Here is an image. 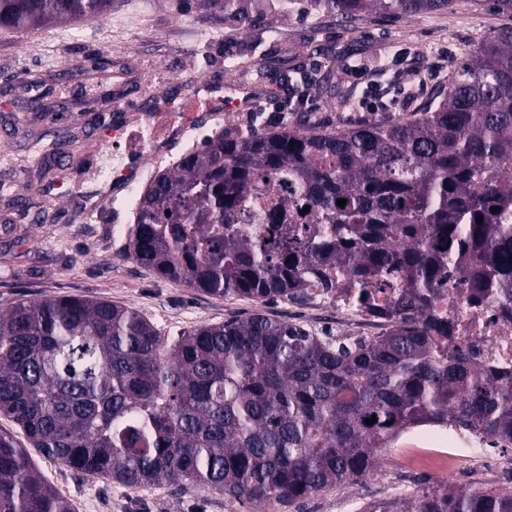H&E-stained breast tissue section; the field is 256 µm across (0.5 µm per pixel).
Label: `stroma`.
Masks as SVG:
<instances>
[{
    "mask_svg": "<svg viewBox=\"0 0 512 512\" xmlns=\"http://www.w3.org/2000/svg\"><path fill=\"white\" fill-rule=\"evenodd\" d=\"M197 0H112L102 18L52 25L39 32L0 31V309L18 300L79 295L134 307L163 336L176 337L207 323L254 313L305 323L300 303L281 299L256 304L238 297L213 298L166 281L123 257L130 228L126 210H105L97 224L77 221L80 200L51 198L55 222H42L30 203L39 151L34 140L59 131L84 138L86 147L70 169L72 182L90 179L101 152L133 144L131 108L145 96L190 94L196 80L261 84L271 98L285 97L288 81L309 66L316 76L309 101L292 112L256 118L245 110L233 131H276L299 123L330 130L361 122L390 121L417 111L447 90L456 63L512 16L487 0H459L450 11L412 18L370 16L344 25L335 15L311 10L308 0H278L250 31L223 11L198 18ZM410 54L407 70L392 66L395 51ZM367 64L386 96L398 105L365 112V90L347 76L345 64ZM37 85L46 115L23 108L29 85ZM373 470L360 481L335 487L282 512H367L370 505L405 499L432 484L425 473L397 469V448L377 453ZM40 472L76 512H247L223 495L161 483L124 490L107 479L74 473L34 454Z\"/></svg>",
    "mask_w": 512,
    "mask_h": 512,
    "instance_id": "stroma-1",
    "label": "stroma"
}]
</instances>
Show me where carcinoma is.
<instances>
[{
	"mask_svg": "<svg viewBox=\"0 0 512 512\" xmlns=\"http://www.w3.org/2000/svg\"><path fill=\"white\" fill-rule=\"evenodd\" d=\"M344 22L413 17L453 0H310ZM247 31L261 15L225 0ZM112 0H0V28L98 19ZM288 185L314 222L237 226L266 202L256 177ZM344 199L346 204L337 205ZM483 223H477V217ZM512 26L457 66L448 94L412 116L323 132L215 133L158 173L127 255L209 296L302 300L312 283L400 288L371 339L316 333L254 313L174 341L138 310L84 296L0 311V512H74L28 447L126 489L199 486L273 512L371 470L407 429L446 423L512 448V372L451 344L432 314L450 271L512 303ZM376 417L369 425L365 420ZM369 512H512V492L438 484Z\"/></svg>",
	"mask_w": 512,
	"mask_h": 512,
	"instance_id": "carcinoma-1",
	"label": "carcinoma"
}]
</instances>
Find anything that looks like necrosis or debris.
I'll return each mask as SVG.
<instances>
[{"label": "necrosis or debris", "instance_id": "1", "mask_svg": "<svg viewBox=\"0 0 512 512\" xmlns=\"http://www.w3.org/2000/svg\"><path fill=\"white\" fill-rule=\"evenodd\" d=\"M191 121H171L162 135L143 139L136 154L121 155L101 166L92 184L68 185V193L78 195L86 219L98 217L106 204L123 208L135 205L156 177L160 164L170 152L172 141L193 139ZM313 300L310 318H318L323 304L336 310L337 335L370 337L383 331L380 313L398 297L394 288H373L368 292L366 309L355 307L351 291L336 288L330 293L310 287ZM433 313L450 320L453 346L472 362L489 369L512 371V303L492 292L477 293L470 280L460 274L443 282L433 297ZM403 465L408 469H427L436 478L460 470L463 463L484 464L480 441L450 431L443 425L427 424L412 433L404 445Z\"/></svg>", "mask_w": 512, "mask_h": 512}]
</instances>
